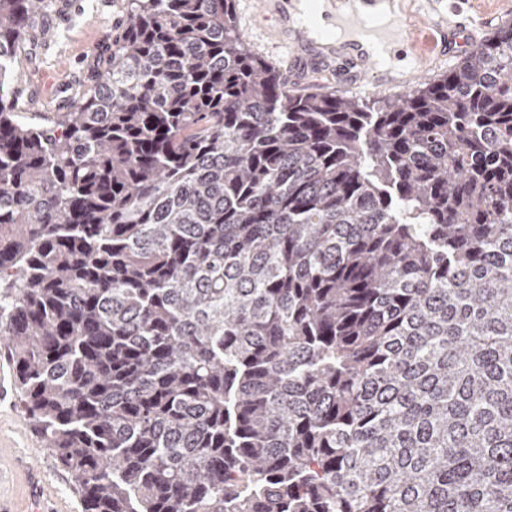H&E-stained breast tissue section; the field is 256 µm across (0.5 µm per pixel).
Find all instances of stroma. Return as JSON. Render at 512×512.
Wrapping results in <instances>:
<instances>
[{"label":"stroma","mask_w":512,"mask_h":512,"mask_svg":"<svg viewBox=\"0 0 512 512\" xmlns=\"http://www.w3.org/2000/svg\"><path fill=\"white\" fill-rule=\"evenodd\" d=\"M44 19L46 33L34 42L26 65L12 77L31 112L60 111L69 90L101 66L125 17L126 0H53ZM407 45L397 60L372 64L353 52H337L324 63L317 49L285 37L280 28L284 0H236L239 28L251 51L270 62L288 87L305 93L330 87L353 96L394 98L453 69L502 24L512 22V0H399ZM461 9L465 27L455 41L444 40L445 20ZM41 467L48 489L80 512L71 493L73 478L42 449L40 437L19 404L17 393L0 399V502L12 512L26 503L19 460Z\"/></svg>","instance_id":"stroma-1"}]
</instances>
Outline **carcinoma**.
Wrapping results in <instances>:
<instances>
[{
  "mask_svg": "<svg viewBox=\"0 0 512 512\" xmlns=\"http://www.w3.org/2000/svg\"><path fill=\"white\" fill-rule=\"evenodd\" d=\"M0 0V341L81 512H512V24L296 94L234 0H128L65 112Z\"/></svg>",
  "mask_w": 512,
  "mask_h": 512,
  "instance_id": "1",
  "label": "carcinoma"
}]
</instances>
